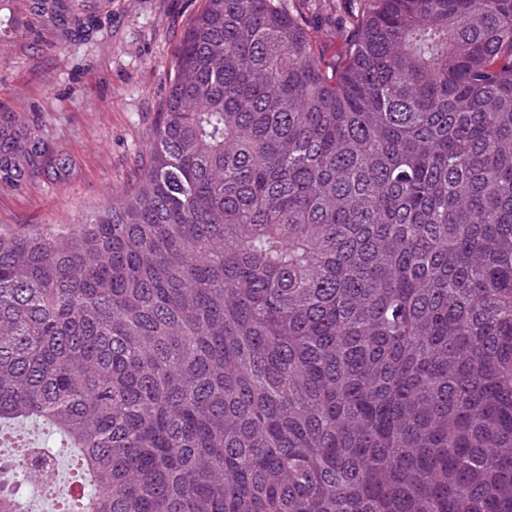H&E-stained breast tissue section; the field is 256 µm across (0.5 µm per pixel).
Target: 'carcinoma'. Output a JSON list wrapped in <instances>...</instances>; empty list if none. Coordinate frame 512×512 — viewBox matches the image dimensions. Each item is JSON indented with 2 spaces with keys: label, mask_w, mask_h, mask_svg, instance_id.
<instances>
[{
  "label": "carcinoma",
  "mask_w": 512,
  "mask_h": 512,
  "mask_svg": "<svg viewBox=\"0 0 512 512\" xmlns=\"http://www.w3.org/2000/svg\"><path fill=\"white\" fill-rule=\"evenodd\" d=\"M360 2L331 56L204 0L137 188L0 227V434L74 452L63 512H512V0Z\"/></svg>",
  "instance_id": "1"
}]
</instances>
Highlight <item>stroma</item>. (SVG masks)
<instances>
[{"mask_svg":"<svg viewBox=\"0 0 512 512\" xmlns=\"http://www.w3.org/2000/svg\"><path fill=\"white\" fill-rule=\"evenodd\" d=\"M65 32L32 0H0V129L38 132L33 164L0 178L1 224L79 223L131 190L148 161L171 61L202 0H68ZM298 9L329 54L357 0Z\"/></svg>","mask_w":512,"mask_h":512,"instance_id":"stroma-1","label":"stroma"}]
</instances>
